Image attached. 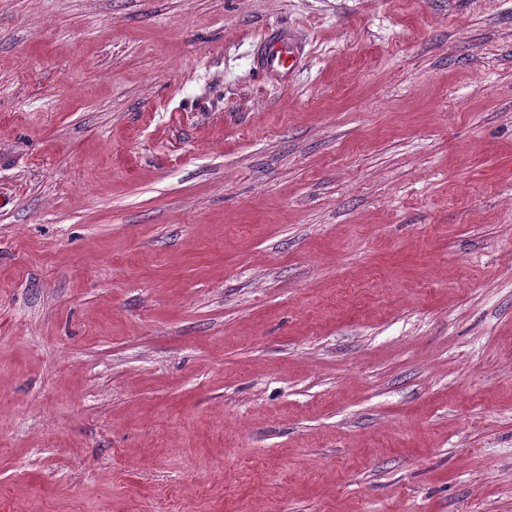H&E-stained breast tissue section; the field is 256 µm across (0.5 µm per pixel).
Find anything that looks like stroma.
Returning a JSON list of instances; mask_svg holds the SVG:
<instances>
[{"label":"stroma","mask_w":512,"mask_h":512,"mask_svg":"<svg viewBox=\"0 0 512 512\" xmlns=\"http://www.w3.org/2000/svg\"><path fill=\"white\" fill-rule=\"evenodd\" d=\"M0 512H512V0H0ZM295 56L293 42L288 37H276L266 54V65L273 70L291 68Z\"/></svg>","instance_id":"1"}]
</instances>
